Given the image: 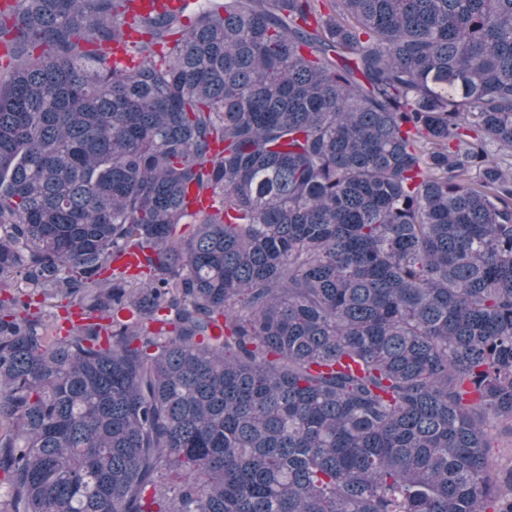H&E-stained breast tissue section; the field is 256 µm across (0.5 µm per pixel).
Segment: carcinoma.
<instances>
[{"label": "carcinoma", "mask_w": 512, "mask_h": 512, "mask_svg": "<svg viewBox=\"0 0 512 512\" xmlns=\"http://www.w3.org/2000/svg\"><path fill=\"white\" fill-rule=\"evenodd\" d=\"M17 2L0 512H512V0ZM502 433L498 447L490 448L489 460L493 472L497 475L502 484L510 479L512 480V437L505 430V426L500 425Z\"/></svg>", "instance_id": "carcinoma-1"}]
</instances>
